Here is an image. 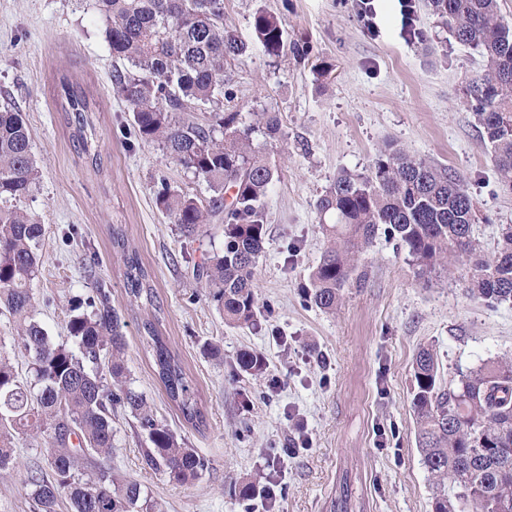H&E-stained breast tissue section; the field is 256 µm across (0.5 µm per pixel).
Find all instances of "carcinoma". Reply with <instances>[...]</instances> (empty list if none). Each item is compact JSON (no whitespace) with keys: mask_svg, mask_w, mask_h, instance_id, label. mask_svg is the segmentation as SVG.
<instances>
[{"mask_svg":"<svg viewBox=\"0 0 512 512\" xmlns=\"http://www.w3.org/2000/svg\"><path fill=\"white\" fill-rule=\"evenodd\" d=\"M431 14L457 43L478 51L483 69L463 91L503 185L512 190V27L499 0H426ZM106 22V41L121 61L112 71L115 92L128 104L136 136L158 144L178 165L205 181L213 196L204 202L161 180L157 205L180 232L194 238L222 223L224 249L204 257L196 277L219 303L227 323L249 325L261 313L255 269L264 250L265 199L279 177L274 162L253 145L260 131L285 136L281 113L256 112L248 124L230 105L224 67L249 45L224 26V0H96ZM259 44L270 56L286 46L285 23L270 14L254 16ZM72 112V136L90 153L85 112L89 103L63 85ZM229 106H224V103ZM210 106L199 122L192 113ZM38 179L31 133L24 113L0 108V308L12 318L14 347L27 359L29 380L19 379L9 358L0 357V471L13 467L17 435L48 434L51 477L30 471L27 486L39 512H155L140 483L112 475L102 465L92 480L80 477L94 453L112 455V415L131 414L149 447L145 464L186 483L199 478L208 461L178 441L130 382L125 324L103 288L72 301L67 341L50 336L36 320L33 284L41 262L43 225L16 208ZM233 192L224 204V190ZM328 245L308 276L306 297L331 312L355 271V262L379 230L397 241L419 277L456 259L466 261V292L490 306L512 303V224L499 228L494 254L485 256L474 236L475 205L462 176L417 158L394 143L380 149L364 173L341 170L316 202ZM124 257L125 289L136 299L151 296L147 273L127 248L120 229L112 234ZM158 377L169 399L190 423L204 416L195 388L152 323L144 325ZM248 374L265 371L249 351L237 356ZM412 404L422 461L435 478L433 512H512V363L488 360L443 387L432 349L414 359ZM333 512H353L348 483Z\"/></svg>","mask_w":512,"mask_h":512,"instance_id":"1","label":"carcinoma"}]
</instances>
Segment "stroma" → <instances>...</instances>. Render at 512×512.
I'll return each mask as SVG.
<instances>
[{"label":"stroma","mask_w":512,"mask_h":512,"mask_svg":"<svg viewBox=\"0 0 512 512\" xmlns=\"http://www.w3.org/2000/svg\"><path fill=\"white\" fill-rule=\"evenodd\" d=\"M371 2L377 29L370 33L357 0H224L225 26L249 46L227 64L226 87L241 112H281L288 134L284 144L254 136L279 178L265 200L255 273L262 314L234 327L193 276L205 253L222 249L221 230L183 237L155 200L163 180L201 198L211 191L158 144L135 136L127 105L112 89L113 58L95 0H0V106L25 113L39 167L36 187L16 202L44 228L36 317L63 340L71 300L96 282L109 290L127 324L134 388L208 461L195 481L170 480L145 465L134 418L117 413L112 472L139 482L163 512H265L262 497H235L233 485L244 481L275 483L280 512H330L343 480L356 512H432V478L412 409L418 349L432 347L444 386L486 360H512V305L468 298L460 261L450 272L417 277L381 233L335 312L304 298L326 246L317 199L339 169L365 171L386 143L465 178L485 254H493L499 226L512 224V190L463 103L480 55L447 39L425 0L414 4L426 46L405 35L398 0ZM260 11L284 17L289 41L305 44L307 57L267 55L253 29ZM323 64L331 68L326 79L316 72ZM64 82L89 102L98 162L73 145ZM116 224L149 273L154 304L125 292V266L112 246ZM153 318L198 389L203 426L184 420L158 379L142 329ZM208 342L221 345V357L204 352ZM245 350L265 362L262 376L240 370ZM46 446L43 437H15L18 465L0 472V512H38L25 480L30 466L43 464Z\"/></svg>","instance_id":"stroma-1"}]
</instances>
